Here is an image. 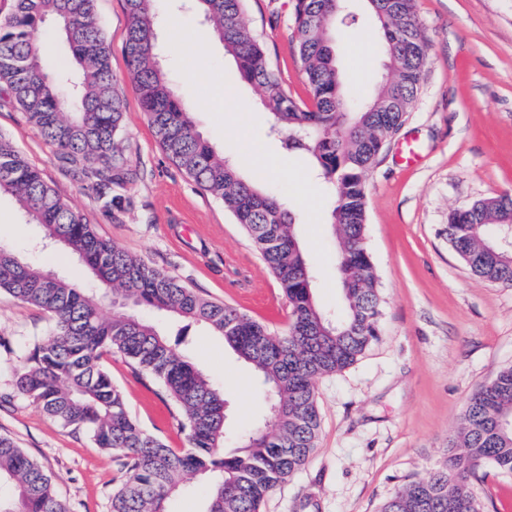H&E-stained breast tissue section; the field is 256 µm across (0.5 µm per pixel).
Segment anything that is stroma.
<instances>
[{
  "instance_id": "1",
  "label": "stroma",
  "mask_w": 512,
  "mask_h": 512,
  "mask_svg": "<svg viewBox=\"0 0 512 512\" xmlns=\"http://www.w3.org/2000/svg\"><path fill=\"white\" fill-rule=\"evenodd\" d=\"M169 24L158 31L163 65L198 129L243 175L262 172L298 217L296 230L316 275L315 295L343 306L330 226L334 198L310 175L306 157L269 136L256 89L187 0H159ZM295 0H246V17L290 93L310 100L297 63ZM429 59L416 103L365 181V242L382 297L379 336L345 370L315 384L316 447L267 499L264 512H378L408 480L429 477L444 458L472 393L512 364V286L475 278L445 234L450 215L475 201L512 195V0H414ZM114 87L123 99L121 138L138 171L121 211H103L95 193L60 161L55 147L15 106L0 102V137L88 215L100 236L193 288L281 333L288 299L249 237L221 201L202 191L161 150L143 112L124 53V0H96ZM347 92L370 95L384 69L377 21L367 0L331 32ZM420 159H400L406 143ZM262 147L256 165L249 154ZM40 225L22 223L14 199L0 197V243L28 263L90 292L96 278L64 253L40 250ZM173 347L222 386L224 452L264 426L269 399L251 367L193 322L150 311ZM46 313L0 293V433L10 435L52 476L73 512H110L124 473L96 448L48 417L14 388ZM141 427L174 450L186 448L178 412L160 384L135 375L126 359H104ZM483 512H512V473L486 465L471 479Z\"/></svg>"
}]
</instances>
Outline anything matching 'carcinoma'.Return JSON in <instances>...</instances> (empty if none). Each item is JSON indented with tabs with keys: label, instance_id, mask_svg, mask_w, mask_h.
<instances>
[{
	"label": "carcinoma",
	"instance_id": "cac0c4a2",
	"mask_svg": "<svg viewBox=\"0 0 512 512\" xmlns=\"http://www.w3.org/2000/svg\"><path fill=\"white\" fill-rule=\"evenodd\" d=\"M129 26L124 46L143 111L164 154L203 191L224 204L250 236L288 299L285 333L238 309L206 299L176 277L98 236L87 216L43 179L41 172L0 138V195L15 199L23 222L63 246L112 295L120 311L106 318L98 296L64 276L46 272L0 243V292L48 312L52 327L34 343L15 386L51 418L93 444L120 454L126 479L112 493L111 512H166V500L186 473L212 483L204 512H262L267 497L294 474L315 448L320 426L315 380L356 363L378 336L381 297L365 243V176L386 139L411 111L427 63V45L413 0H367L380 29L386 73L371 98L354 108L342 91L329 29L344 22L348 0H295L298 61L311 103L298 102L277 77L264 45L250 32L245 0H193L238 67L260 92V103L283 134L282 147L309 158L316 181L335 198L332 226L338 264L353 284L343 289L344 311L330 319L314 294L311 266L295 232L296 214L264 186L256 172L236 165L204 138L172 90L157 43L161 17L155 0H124ZM54 23L70 59L43 68L39 33ZM0 93L57 148L60 158L90 178L102 206L133 179L119 138L123 101L114 88L110 55L95 0H15L0 20ZM512 226V198L485 199L452 216L448 242L471 273L512 286V250L493 240ZM132 308L191 320L224 338L250 364L278 406L270 426L245 440L241 451L217 458L224 444V390L211 383ZM112 353L134 371L154 377L174 400L188 446L167 447L131 417L120 388L103 365ZM492 464L512 472V365L499 370L471 398L445 461L428 479L408 481L381 512H483L469 478ZM0 512H71L52 478L0 434Z\"/></svg>",
	"mask_w": 512,
	"mask_h": 512
}]
</instances>
